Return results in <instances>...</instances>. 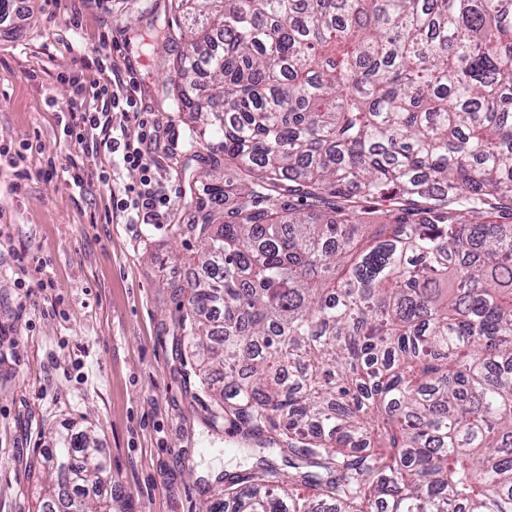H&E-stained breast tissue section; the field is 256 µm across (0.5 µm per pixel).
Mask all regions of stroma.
<instances>
[{"instance_id": "obj_1", "label": "stroma", "mask_w": 512, "mask_h": 512, "mask_svg": "<svg viewBox=\"0 0 512 512\" xmlns=\"http://www.w3.org/2000/svg\"><path fill=\"white\" fill-rule=\"evenodd\" d=\"M16 5L0 24V147L33 148L14 167L0 156V512H38L45 449L84 433L107 464L112 512H204L224 476L251 472L257 459L240 435L211 424L167 287L195 273L199 245L173 227L190 217L182 161L207 150L171 106L170 64L185 45L155 35L179 19L167 0ZM104 54L137 81L166 223H127L112 197L129 174L101 180L103 156L61 136L71 78L91 79ZM73 161L85 172L79 188L66 181Z\"/></svg>"}]
</instances>
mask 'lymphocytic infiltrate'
Here are the masks:
<instances>
[{
	"label": "lymphocytic infiltrate",
	"mask_w": 512,
	"mask_h": 512,
	"mask_svg": "<svg viewBox=\"0 0 512 512\" xmlns=\"http://www.w3.org/2000/svg\"><path fill=\"white\" fill-rule=\"evenodd\" d=\"M108 58L96 61L97 78L89 84L92 107L73 104L60 113L59 123L67 143L84 151L119 154L122 167L134 178L124 189L123 198L114 202L117 211L126 213L131 224L164 223L169 200L153 185L152 162L141 142L120 140L115 132L119 123L136 121L147 126L131 84L112 76Z\"/></svg>",
	"instance_id": "f902f5d3"
}]
</instances>
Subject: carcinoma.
I'll return each mask as SVG.
<instances>
[{"instance_id":"carcinoma-1","label":"carcinoma","mask_w":512,"mask_h":512,"mask_svg":"<svg viewBox=\"0 0 512 512\" xmlns=\"http://www.w3.org/2000/svg\"><path fill=\"white\" fill-rule=\"evenodd\" d=\"M169 10L175 111L230 170L187 181L178 330L213 421L291 468L206 512H512V0ZM92 447L46 449L42 512H112Z\"/></svg>"}]
</instances>
